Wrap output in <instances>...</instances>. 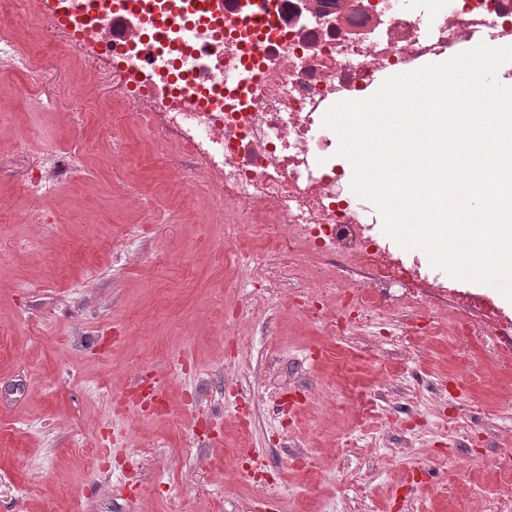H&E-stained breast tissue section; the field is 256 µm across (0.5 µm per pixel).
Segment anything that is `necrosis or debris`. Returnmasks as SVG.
Instances as JSON below:
<instances>
[{
  "instance_id": "4bbe7bcc",
  "label": "necrosis or debris",
  "mask_w": 512,
  "mask_h": 512,
  "mask_svg": "<svg viewBox=\"0 0 512 512\" xmlns=\"http://www.w3.org/2000/svg\"><path fill=\"white\" fill-rule=\"evenodd\" d=\"M43 22L115 83L103 114L159 131L210 187L204 205L225 244L262 225L277 260L251 280L273 288L303 272L298 294L333 334L385 308L449 302L442 330L512 356V312L379 233L351 189L353 168L324 127L328 109L377 90L379 76L417 70L478 44L512 46V0H29ZM351 286L337 306V283Z\"/></svg>"
}]
</instances>
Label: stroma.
<instances>
[{
  "label": "stroma",
  "instance_id": "35a3bbf8",
  "mask_svg": "<svg viewBox=\"0 0 512 512\" xmlns=\"http://www.w3.org/2000/svg\"><path fill=\"white\" fill-rule=\"evenodd\" d=\"M10 26L42 81L0 76V512H500L512 376L479 343L394 341L423 310L327 335L303 280L238 278L262 234L226 247L199 171L152 222L177 153L98 114L107 60Z\"/></svg>",
  "mask_w": 512,
  "mask_h": 512
}]
</instances>
